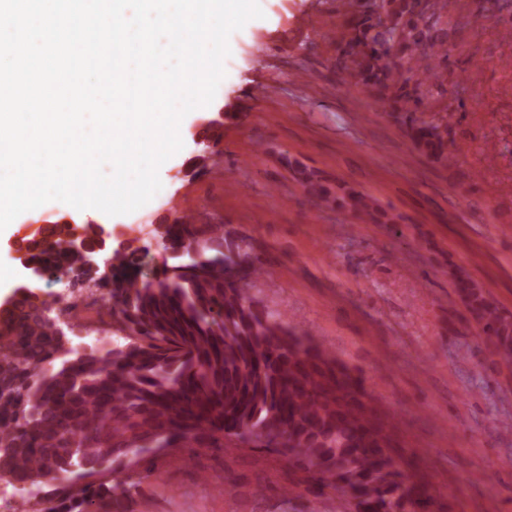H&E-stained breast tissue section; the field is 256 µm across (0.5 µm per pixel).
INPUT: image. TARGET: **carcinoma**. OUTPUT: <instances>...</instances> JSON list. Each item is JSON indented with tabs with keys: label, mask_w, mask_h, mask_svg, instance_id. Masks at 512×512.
Instances as JSON below:
<instances>
[{
	"label": "carcinoma",
	"mask_w": 512,
	"mask_h": 512,
	"mask_svg": "<svg viewBox=\"0 0 512 512\" xmlns=\"http://www.w3.org/2000/svg\"><path fill=\"white\" fill-rule=\"evenodd\" d=\"M359 17L342 38V59L368 93L397 104L416 145L441 147L438 127L417 123L421 61L443 42L415 20L417 0ZM312 197L353 214L373 209L361 193L339 196L307 174ZM162 266L148 276L138 249L89 255L63 247L72 228L47 224L28 262L33 291L0 308V484L21 487L24 512H129L156 480L158 448H234L242 431L286 448L291 468L315 476L353 512H418L429 485L405 476L380 442L385 425L356 381L326 351L255 302L237 278L242 246L222 224L161 225ZM106 288L101 314L110 341L70 347L54 314L58 282ZM455 290L485 341L512 365V316L471 281Z\"/></svg>",
	"instance_id": "cac0c4a2"
}]
</instances>
